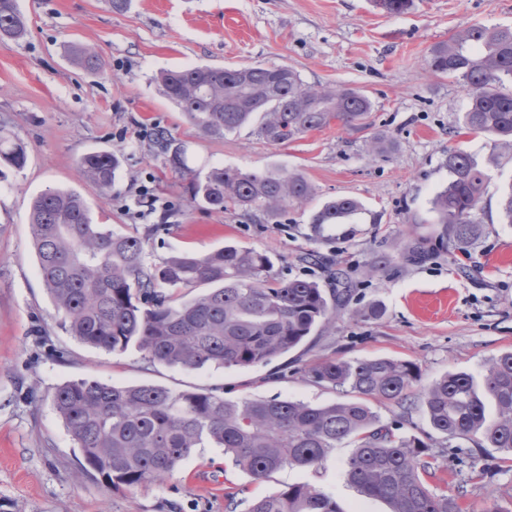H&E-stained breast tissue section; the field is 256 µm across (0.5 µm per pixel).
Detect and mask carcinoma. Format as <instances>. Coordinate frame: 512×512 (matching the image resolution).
Listing matches in <instances>:
<instances>
[{
    "label": "carcinoma",
    "instance_id": "1",
    "mask_svg": "<svg viewBox=\"0 0 512 512\" xmlns=\"http://www.w3.org/2000/svg\"><path fill=\"white\" fill-rule=\"evenodd\" d=\"M26 19L19 0H0V45L21 39ZM74 60L100 71L88 47ZM427 70L448 76L467 91L463 128L512 150V26L471 25L429 51ZM161 93L207 136L234 132L259 117L258 136L286 145L335 119L363 123L371 100L344 86L306 87L285 65L237 68L194 66L158 79ZM166 165L189 180L191 200L222 211L280 215L304 201L311 186L299 174L190 165L188 147L167 132L155 135ZM27 150L0 122V166L24 168ZM83 176L103 193L112 190L117 154L94 151L77 161ZM448 183L436 194L434 247H407L424 261L438 249L466 251L480 238L473 215L485 190L484 167L471 153L448 150ZM31 230L39 274L63 326L88 346L109 352L135 344L150 360L170 366L247 368L267 364L298 347L336 319L349 289L329 298L310 280L272 273L268 255L236 245L207 254L179 253L148 266L146 248L162 228L118 233L92 223L82 197L48 188L33 201ZM315 236L337 224H380V214L355 198H336L310 220ZM207 285L190 300L180 291ZM309 374L355 400L313 406L279 398L226 400L205 391H172L154 385L115 386L97 380L67 381L56 388L54 407L82 457L80 469L108 488L138 487L171 478L198 448H222L243 473L261 479L285 467L319 468L336 450L350 452L342 473L359 493L390 512H454L453 500L429 488L437 462L431 445L381 423L368 400L420 402L429 425L446 439L465 437L479 448L512 457V351L491 359L483 373H447L417 388L420 373L408 361L373 358L325 361ZM247 512H343L336 500L307 484H294L254 501Z\"/></svg>",
    "mask_w": 512,
    "mask_h": 512
}]
</instances>
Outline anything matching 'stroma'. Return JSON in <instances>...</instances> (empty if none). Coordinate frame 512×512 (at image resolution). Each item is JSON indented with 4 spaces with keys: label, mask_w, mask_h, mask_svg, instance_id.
Listing matches in <instances>:
<instances>
[{
    "label": "stroma",
    "mask_w": 512,
    "mask_h": 512,
    "mask_svg": "<svg viewBox=\"0 0 512 512\" xmlns=\"http://www.w3.org/2000/svg\"><path fill=\"white\" fill-rule=\"evenodd\" d=\"M20 5L27 32L0 47V115L27 146L25 167L0 179V512H247L255 499L299 483L332 496L344 512H388L346 483L343 447L319 469L284 468L263 479L235 468L223 449L199 448L163 483L108 490L80 474V452L53 395L67 381L94 379L324 405L337 393L309 371L327 359L408 360L427 384L448 372L480 374L490 358L512 351V224L503 223L499 206L512 182V152L467 133L466 91L425 69L430 48L459 29L512 26V0H414L398 15L374 0H133L121 13L107 0ZM75 46L93 47L105 69L76 64ZM203 64L287 65L304 85L358 89L373 103L370 125L334 120L279 146L252 125L201 135L155 78ZM139 127L144 136L130 138ZM160 129L187 144L193 167L298 173L312 194L284 217L193 203L188 180L171 172L154 143ZM375 136L389 141L385 156L368 148ZM457 147L485 166L487 188L474 216L482 234L464 253L403 259L408 241L437 229L431 201L448 180L446 155ZM94 150L120 156L110 193L77 167ZM151 186L162 206L150 213L138 201ZM49 188L79 193L93 223L117 232L165 224L147 263L233 244L267 254L279 277L313 280L329 293L349 289V303L299 348L248 368L192 370L149 362L133 345L122 352L85 345L61 326L39 276L29 213ZM338 197L380 213V225L359 224L350 235L339 225L331 238L314 237L312 213ZM380 259L384 268L366 276ZM370 304L382 307V317L358 318ZM56 350L64 358H53ZM373 409L382 423L401 424L434 448L459 450L458 460L439 461L428 480L458 512H512V461L464 438L444 440L421 407L377 402Z\"/></svg>",
    "instance_id": "stroma-1"
}]
</instances>
